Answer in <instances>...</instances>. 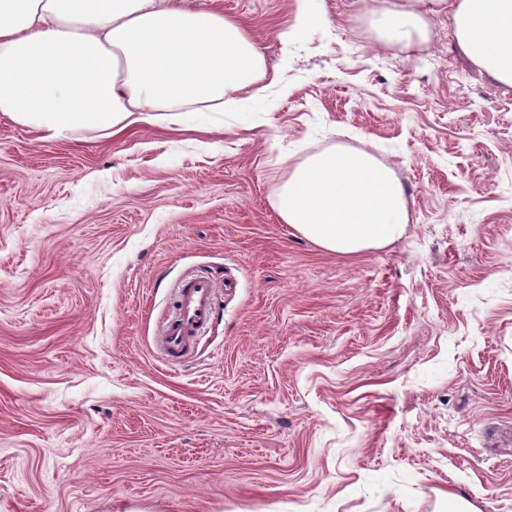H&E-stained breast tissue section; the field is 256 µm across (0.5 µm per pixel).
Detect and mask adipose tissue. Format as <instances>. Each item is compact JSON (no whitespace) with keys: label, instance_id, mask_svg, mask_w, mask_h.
Segmentation results:
<instances>
[{"label":"adipose tissue","instance_id":"adipose-tissue-1","mask_svg":"<svg viewBox=\"0 0 512 512\" xmlns=\"http://www.w3.org/2000/svg\"><path fill=\"white\" fill-rule=\"evenodd\" d=\"M458 49L512 87V0H448ZM380 41L411 46L427 28L409 0H371ZM266 62L235 20L179 0H0V114L44 140L118 133L220 109L264 91ZM275 204L323 249L357 253L401 235L409 200L366 149L291 166Z\"/></svg>","mask_w":512,"mask_h":512}]
</instances>
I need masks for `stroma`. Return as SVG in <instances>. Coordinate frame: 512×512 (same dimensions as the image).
Instances as JSON below:
<instances>
[{
  "label": "stroma",
  "mask_w": 512,
  "mask_h": 512,
  "mask_svg": "<svg viewBox=\"0 0 512 512\" xmlns=\"http://www.w3.org/2000/svg\"><path fill=\"white\" fill-rule=\"evenodd\" d=\"M286 86L180 124L41 141L0 115V512H512V88L424 0H212ZM370 147L409 197L381 248L284 224L278 161ZM219 288L193 356L176 289ZM409 0H372L371 24L379 40L387 44L410 47L414 37L422 35L427 21L422 11L413 8ZM216 292L215 282L202 274L179 289L175 312L156 337V348L165 360L179 364L195 352L198 336L214 321Z\"/></svg>",
  "instance_id": "stroma-1"
}]
</instances>
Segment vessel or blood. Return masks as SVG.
<instances>
[{"instance_id": "obj_1", "label": "vessel or blood", "mask_w": 512, "mask_h": 512, "mask_svg": "<svg viewBox=\"0 0 512 512\" xmlns=\"http://www.w3.org/2000/svg\"><path fill=\"white\" fill-rule=\"evenodd\" d=\"M216 292L215 282L202 274L180 288L175 312L156 338V347L165 360L178 364L194 353L200 334L214 321Z\"/></svg>"}]
</instances>
